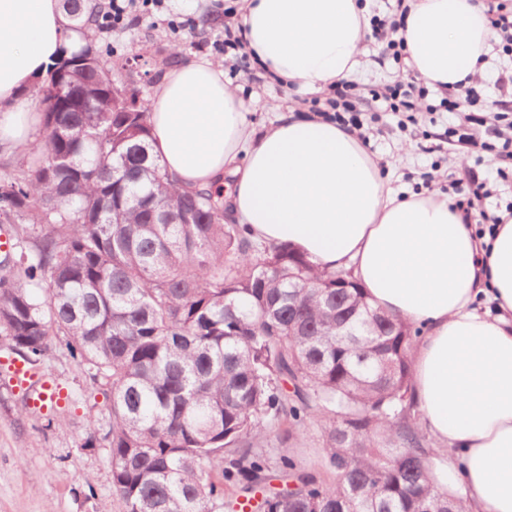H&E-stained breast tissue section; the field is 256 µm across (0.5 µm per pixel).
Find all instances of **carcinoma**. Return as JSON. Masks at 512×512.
Returning <instances> with one entry per match:
<instances>
[{
    "label": "carcinoma",
    "instance_id": "1",
    "mask_svg": "<svg viewBox=\"0 0 512 512\" xmlns=\"http://www.w3.org/2000/svg\"><path fill=\"white\" fill-rule=\"evenodd\" d=\"M61 7L85 41L63 66L93 108L61 106L43 80L33 161L0 177V221L16 227L0 333L30 361L63 344L106 388L124 512H233L273 471L283 484L263 512H464L419 424L418 330L372 308L350 272L224 223V191L180 188L151 151L146 108L122 111L97 18L82 0ZM314 426L307 467L293 449Z\"/></svg>",
    "mask_w": 512,
    "mask_h": 512
}]
</instances>
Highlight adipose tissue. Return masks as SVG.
<instances>
[{
  "label": "adipose tissue",
  "mask_w": 512,
  "mask_h": 512,
  "mask_svg": "<svg viewBox=\"0 0 512 512\" xmlns=\"http://www.w3.org/2000/svg\"><path fill=\"white\" fill-rule=\"evenodd\" d=\"M397 33L413 75L442 92L484 72L497 39L484 0H407ZM245 50L288 88L324 92L364 67L370 0H242ZM59 0H0V148L41 119L27 95L79 43ZM151 146L186 188L220 187L255 240L351 271L371 305L421 329L411 352L421 425L463 463L468 512H512V218L491 236L447 195L395 186L357 130L289 107L258 129L224 66L167 72Z\"/></svg>",
  "instance_id": "ef3b65f1"
}]
</instances>
